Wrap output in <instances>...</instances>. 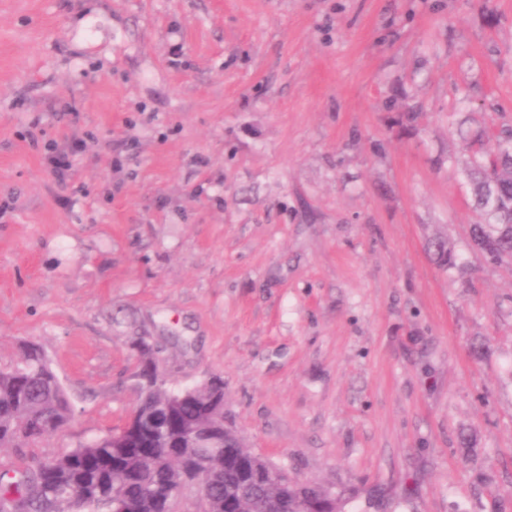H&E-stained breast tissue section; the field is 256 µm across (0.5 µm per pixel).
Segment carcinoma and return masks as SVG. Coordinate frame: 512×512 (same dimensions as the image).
<instances>
[{
	"mask_svg": "<svg viewBox=\"0 0 512 512\" xmlns=\"http://www.w3.org/2000/svg\"><path fill=\"white\" fill-rule=\"evenodd\" d=\"M473 160L465 172L478 220L472 244L487 258H512V129L474 137ZM431 249L442 266L456 265L448 242L435 239ZM140 400L133 413L137 428L124 426L96 437L55 459L31 467L0 471V503L15 512H172L179 490L204 476L200 490L208 512H300L322 499L315 484L286 476L271 482L255 477L254 461L243 440L227 433L229 447L201 454L190 433L223 426L224 397L205 385L182 390L174 411L171 390L147 383L154 368L141 350ZM70 399L41 350L29 345L19 364L0 370V448L35 446L69 422Z\"/></svg>",
	"mask_w": 512,
	"mask_h": 512,
	"instance_id": "carcinoma-1",
	"label": "carcinoma"
}]
</instances>
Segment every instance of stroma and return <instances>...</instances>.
<instances>
[{"label": "stroma", "mask_w": 512, "mask_h": 512, "mask_svg": "<svg viewBox=\"0 0 512 512\" xmlns=\"http://www.w3.org/2000/svg\"><path fill=\"white\" fill-rule=\"evenodd\" d=\"M509 127L512 0H0V369L35 343L73 405L0 470L122 426L145 344L344 512H512V260L462 174ZM44 164L54 177L65 182L74 166V156L80 152L77 143L68 148L59 149L52 144L45 145Z\"/></svg>", "instance_id": "obj_1"}]
</instances>
